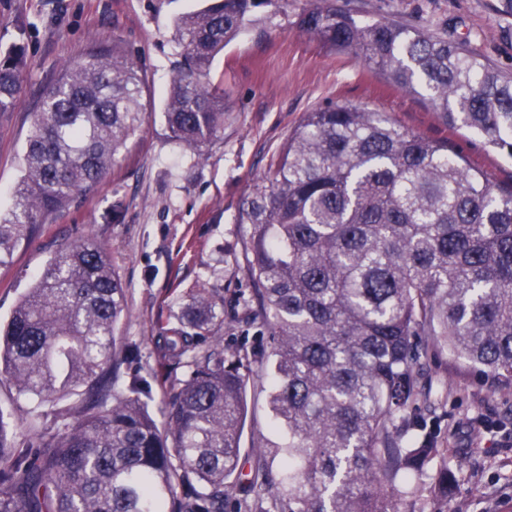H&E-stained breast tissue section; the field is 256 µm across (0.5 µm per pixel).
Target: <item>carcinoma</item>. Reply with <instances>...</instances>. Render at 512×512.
Masks as SVG:
<instances>
[{
	"instance_id": "cac0c4a2",
	"label": "carcinoma",
	"mask_w": 512,
	"mask_h": 512,
	"mask_svg": "<svg viewBox=\"0 0 512 512\" xmlns=\"http://www.w3.org/2000/svg\"><path fill=\"white\" fill-rule=\"evenodd\" d=\"M282 0H209L180 16L184 52L165 103L171 137L195 152L224 133L215 57ZM297 25L350 51L414 93L451 126L512 158V77L464 40L380 18L359 23L312 0ZM24 52L0 55V113L14 109ZM143 69L114 35L66 64L43 93L8 214L0 265L49 215L99 184L141 127ZM448 142L387 113L347 103L305 113L273 173L256 180L248 274L273 343L266 366L276 439L240 469L254 370L224 348L223 312L199 288L155 337L185 368L159 428L134 377L113 390L125 289L91 235L63 244L5 323L0 374L30 403L67 420L24 448L0 411V512H225L242 483L254 512L402 510L432 465L430 493L448 501L459 463L429 435L398 445L392 429L421 393L422 361L439 350L512 389V185L461 164Z\"/></svg>"
}]
</instances>
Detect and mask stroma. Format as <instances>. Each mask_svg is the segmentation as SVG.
<instances>
[{
  "label": "stroma",
  "instance_id": "obj_1",
  "mask_svg": "<svg viewBox=\"0 0 512 512\" xmlns=\"http://www.w3.org/2000/svg\"><path fill=\"white\" fill-rule=\"evenodd\" d=\"M358 22L385 17L466 40L489 65L512 74V10L505 0H333ZM306 0H288L262 25L243 32L213 63V84L224 88V135L201 155L172 140L163 108L171 71L183 48L174 38L182 14L202 0H0V52L25 49L22 94L0 114V212H8L21 176L23 151L45 88L64 63L94 41L120 36L138 52L145 75V118L105 179L49 217L0 267V320L62 243L90 234L109 250L126 291L118 334L136 345L120 367L122 381L150 388L149 410L163 422L161 400L182 370L161 365L152 336L180 312L192 291L224 298V344L245 346L254 363L270 351L269 330L255 314L246 264L247 233L236 221L253 182L269 175L305 112L351 103L387 113L403 128L458 147L491 182L512 184V163L488 152L481 137L445 125L423 97L393 85L354 53L322 44L297 25ZM424 387L395 437L429 434L462 465L448 501L420 483L421 512H512V390L497 388L464 359L442 352L423 364ZM265 378L248 386L249 416L241 467H249L269 437Z\"/></svg>",
  "mask_w": 512,
  "mask_h": 512
}]
</instances>
